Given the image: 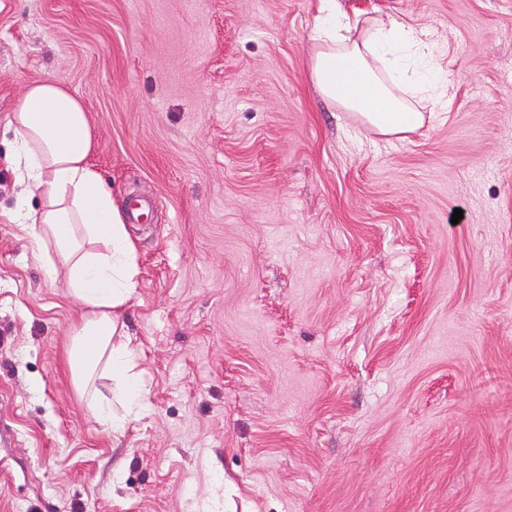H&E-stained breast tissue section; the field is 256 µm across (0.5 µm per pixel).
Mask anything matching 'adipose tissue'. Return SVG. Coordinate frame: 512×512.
Segmentation results:
<instances>
[{"instance_id":"ef3b65f1","label":"adipose tissue","mask_w":512,"mask_h":512,"mask_svg":"<svg viewBox=\"0 0 512 512\" xmlns=\"http://www.w3.org/2000/svg\"><path fill=\"white\" fill-rule=\"evenodd\" d=\"M311 58L315 91L357 113L367 129L405 138L442 101L446 74L417 30L365 17L342 0H318ZM19 201L10 212L36 244L48 275L63 276L80 304L69 367L86 411L120 434L144 409L137 351L124 319L139 274L120 210L91 167L81 102L57 80L29 84L7 118Z\"/></svg>"}]
</instances>
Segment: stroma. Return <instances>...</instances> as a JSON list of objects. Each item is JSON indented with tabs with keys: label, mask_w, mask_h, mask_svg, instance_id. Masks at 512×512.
Listing matches in <instances>:
<instances>
[{
	"label": "stroma",
	"mask_w": 512,
	"mask_h": 512,
	"mask_svg": "<svg viewBox=\"0 0 512 512\" xmlns=\"http://www.w3.org/2000/svg\"><path fill=\"white\" fill-rule=\"evenodd\" d=\"M346 3L448 66L407 138L317 95V0H0V512H512V0ZM48 78L138 256L120 438L8 221Z\"/></svg>",
	"instance_id": "stroma-1"
}]
</instances>
